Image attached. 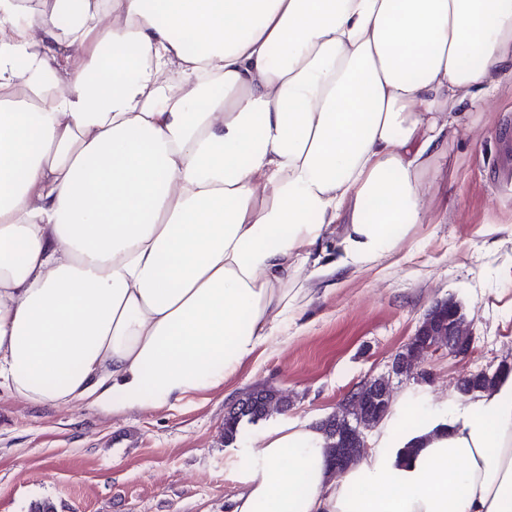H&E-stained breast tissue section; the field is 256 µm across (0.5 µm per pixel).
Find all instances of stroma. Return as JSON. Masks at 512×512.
Masks as SVG:
<instances>
[{
	"instance_id": "stroma-1",
	"label": "stroma",
	"mask_w": 512,
	"mask_h": 512,
	"mask_svg": "<svg viewBox=\"0 0 512 512\" xmlns=\"http://www.w3.org/2000/svg\"><path fill=\"white\" fill-rule=\"evenodd\" d=\"M474 129L448 144V178L431 193L442 224H424L392 259L344 272L283 323L223 389L174 408L103 414L28 404L0 390V512H226L274 424L319 423L361 381L387 372L428 311L456 302L473 339L467 357L440 349L428 383H394L430 412L447 413L460 377L512 363V98L473 111ZM254 387L287 396V412L243 424L224 442L230 404Z\"/></svg>"
}]
</instances>
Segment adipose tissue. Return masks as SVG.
<instances>
[{
  "label": "adipose tissue",
  "mask_w": 512,
  "mask_h": 512,
  "mask_svg": "<svg viewBox=\"0 0 512 512\" xmlns=\"http://www.w3.org/2000/svg\"><path fill=\"white\" fill-rule=\"evenodd\" d=\"M512 0H0V387L115 414L223 387L396 256ZM229 512H512V374L334 475L265 435Z\"/></svg>",
  "instance_id": "adipose-tissue-1"
}]
</instances>
